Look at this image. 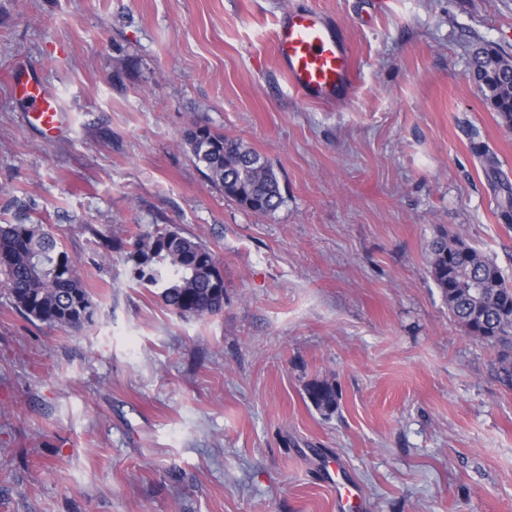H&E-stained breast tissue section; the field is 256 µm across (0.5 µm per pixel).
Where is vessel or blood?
I'll list each match as a JSON object with an SVG mask.
<instances>
[{
    "instance_id": "vessel-or-blood-1",
    "label": "vessel or blood",
    "mask_w": 512,
    "mask_h": 512,
    "mask_svg": "<svg viewBox=\"0 0 512 512\" xmlns=\"http://www.w3.org/2000/svg\"><path fill=\"white\" fill-rule=\"evenodd\" d=\"M278 65L303 98L324 105L349 99L356 73L350 46L338 25L314 9L290 10L274 35ZM28 116L49 132L64 124L55 92L36 79L22 81Z\"/></svg>"
}]
</instances>
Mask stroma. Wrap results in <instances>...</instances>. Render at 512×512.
Returning a JSON list of instances; mask_svg holds the SVG:
<instances>
[{
  "label": "stroma",
  "mask_w": 512,
  "mask_h": 512,
  "mask_svg": "<svg viewBox=\"0 0 512 512\" xmlns=\"http://www.w3.org/2000/svg\"><path fill=\"white\" fill-rule=\"evenodd\" d=\"M310 8L353 48L338 105L275 61L277 20ZM480 46L512 56V0H0V218L24 199L96 305L66 332L0 288V512H339L325 461L367 512H512V390L428 259L442 228L512 280V128L468 75ZM195 124L268 162L276 211L206 178ZM169 225L213 251L220 314L134 279L131 234ZM22 98L27 103V115L48 132L58 131L64 124V113L59 111L55 92L37 79L20 80ZM307 396L315 409L323 416L332 415L338 406V395L333 383L316 380L306 388Z\"/></svg>",
  "instance_id": "35a3bbf8"
}]
</instances>
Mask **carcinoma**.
Segmentation results:
<instances>
[{"mask_svg":"<svg viewBox=\"0 0 512 512\" xmlns=\"http://www.w3.org/2000/svg\"><path fill=\"white\" fill-rule=\"evenodd\" d=\"M470 74L484 89L488 104L512 126V59L495 48L479 47ZM193 159L224 196L254 212L270 213L283 202L280 182L267 162L237 139L207 126L185 134ZM430 275L452 317L466 332L496 350L493 371L512 389V283L498 264L459 237L438 230L430 243ZM128 259L134 278L159 290L164 304L183 318L219 314L224 309V276L211 249L169 226L149 236H134ZM0 274L15 308L30 321L78 330L93 321L95 305L74 262L50 227L31 219L17 203L12 220L0 224ZM482 282L480 295L472 281ZM307 396L323 416L338 406L336 386L316 380Z\"/></svg>","mask_w":512,"mask_h":512,"instance_id":"obj_1","label":"carcinoma"}]
</instances>
